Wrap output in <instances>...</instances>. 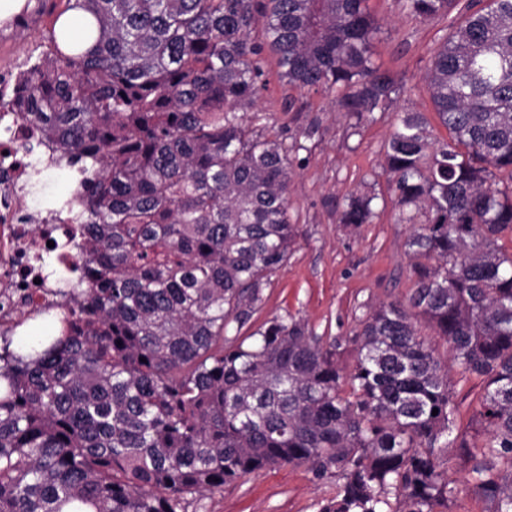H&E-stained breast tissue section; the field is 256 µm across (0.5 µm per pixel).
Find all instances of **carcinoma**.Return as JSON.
Segmentation results:
<instances>
[{"label": "carcinoma", "mask_w": 512, "mask_h": 512, "mask_svg": "<svg viewBox=\"0 0 512 512\" xmlns=\"http://www.w3.org/2000/svg\"><path fill=\"white\" fill-rule=\"evenodd\" d=\"M66 3L93 44L53 23L19 108L80 176L90 276L60 325L0 335V512H188L187 495L277 465L336 478L320 512H392V496L443 512L455 368L484 382L486 438L459 443L468 482L512 512V185L495 181L512 174V0L466 5L430 58L450 141L398 115L385 163L414 288L367 317L349 368L292 315L227 332L296 242L288 150L244 119L263 53L288 84L371 117L394 82L373 62L368 0ZM403 8L430 20L448 0ZM373 201L351 197L340 223H369Z\"/></svg>", "instance_id": "cac0c4a2"}]
</instances>
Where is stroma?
<instances>
[{"mask_svg":"<svg viewBox=\"0 0 512 512\" xmlns=\"http://www.w3.org/2000/svg\"><path fill=\"white\" fill-rule=\"evenodd\" d=\"M33 25L10 46L6 58L25 62L43 49L44 37L65 0H28ZM380 31L375 58L395 80L384 110L357 121L339 111L324 92L299 89L280 79L273 56H266V89L246 122L255 133L288 149L293 181L288 218L297 228L287 264L262 290L247 330L286 314L305 322L324 344H339V361L352 365V339L378 306L405 300L413 286L408 252L409 224L400 222L385 145L396 115L421 112L438 140L448 138L425 88L424 75L434 50L460 19L462 4L452 0L447 14L422 20L407 13L402 0H369ZM353 194L375 196V216L359 226L341 223ZM483 383L455 369L451 388L457 406L453 433L470 444L485 434L477 422ZM457 492L447 512H490L487 500L466 482L469 464L458 449L448 451ZM336 495L335 479H319L308 466L284 465L248 474L223 488L194 495L192 512H320Z\"/></svg>","mask_w":512,"mask_h":512,"instance_id":"stroma-1","label":"stroma"}]
</instances>
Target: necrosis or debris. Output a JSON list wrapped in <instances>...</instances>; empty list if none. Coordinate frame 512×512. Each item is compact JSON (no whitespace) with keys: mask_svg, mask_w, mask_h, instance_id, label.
Instances as JSON below:
<instances>
[{"mask_svg":"<svg viewBox=\"0 0 512 512\" xmlns=\"http://www.w3.org/2000/svg\"><path fill=\"white\" fill-rule=\"evenodd\" d=\"M18 83L13 67L0 63V334L8 336L28 319L63 311L60 290L81 267L67 244L77 230V196L25 192L47 175L56 151L15 112Z\"/></svg>","mask_w":512,"mask_h":512,"instance_id":"necrosis-or-debris-1","label":"necrosis or debris"}]
</instances>
